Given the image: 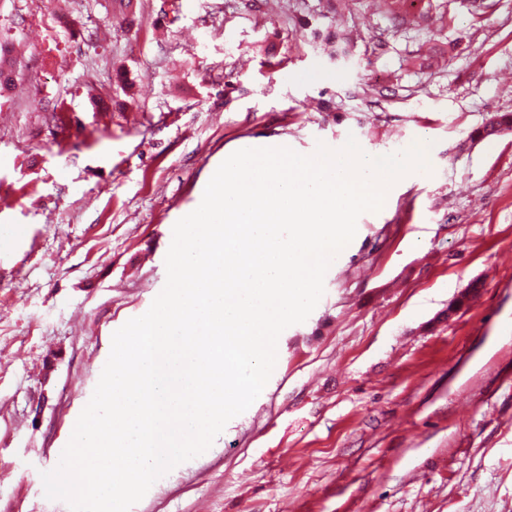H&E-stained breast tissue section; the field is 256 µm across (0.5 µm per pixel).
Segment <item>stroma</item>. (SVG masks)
<instances>
[{"mask_svg": "<svg viewBox=\"0 0 512 512\" xmlns=\"http://www.w3.org/2000/svg\"><path fill=\"white\" fill-rule=\"evenodd\" d=\"M0 0V512L46 498L113 333L241 148L426 139L278 338L261 394L130 512H512V0ZM336 21L347 58L315 48ZM57 110L45 120L33 101ZM478 295L449 312L470 284ZM12 53L13 43L0 39V96H4L15 85V79L10 77L15 65Z\"/></svg>", "mask_w": 512, "mask_h": 512, "instance_id": "obj_1", "label": "stroma"}]
</instances>
